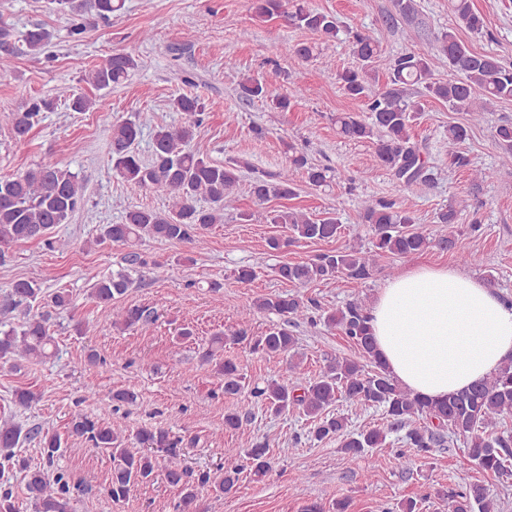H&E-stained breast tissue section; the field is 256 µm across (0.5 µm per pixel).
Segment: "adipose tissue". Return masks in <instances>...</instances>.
<instances>
[{
  "mask_svg": "<svg viewBox=\"0 0 512 512\" xmlns=\"http://www.w3.org/2000/svg\"><path fill=\"white\" fill-rule=\"evenodd\" d=\"M368 316L382 362L428 398L464 390L512 359V306L453 267L407 268L378 290Z\"/></svg>",
  "mask_w": 512,
  "mask_h": 512,
  "instance_id": "adipose-tissue-1",
  "label": "adipose tissue"
}]
</instances>
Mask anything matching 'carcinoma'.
Here are the masks:
<instances>
[{"label": "carcinoma", "instance_id": "obj_1", "mask_svg": "<svg viewBox=\"0 0 512 512\" xmlns=\"http://www.w3.org/2000/svg\"><path fill=\"white\" fill-rule=\"evenodd\" d=\"M56 3L60 12L71 17L70 34L79 37L88 25L109 21L112 14L124 8L125 0H56ZM254 4V17L259 20L283 16L292 25L328 40L338 36L336 16L308 6L305 0H295L290 9L286 8L285 0H254ZM448 10L457 26L437 34L433 54L425 56L406 51L393 58L386 86L381 88L368 78L381 52L380 38L369 32H356L352 36L358 66L336 74L343 92L362 101L368 112L364 118L350 112L336 114L333 121L338 133L347 140L371 141L381 166L407 185L432 178L428 157L411 142L412 127L424 111V105L406 95L407 87H421L423 96L448 103L454 112L469 114L470 121L476 124L483 121L491 105L500 100H512V65L505 64L495 54L472 50L457 35L460 28L483 33L484 16L473 9L472 0H448ZM52 40L50 30L36 26L24 36L26 53L38 57ZM271 55L275 58L293 55L303 61L318 58L314 47L303 43L275 45ZM442 58L448 60V71L452 74L446 82L434 78V61ZM136 67L133 54L115 53L89 73L86 80L98 90L110 89L127 80ZM303 92V87L295 83L290 95L270 99L265 81L248 78L240 83L239 95L249 102L268 99L272 108L286 111L290 98ZM59 97L70 101L75 112H86L92 107L90 99L75 94L67 84L59 88ZM173 106L185 115V121L155 132L148 159L142 158L135 148L141 132L139 124L122 120L111 125L113 171L124 181L164 195L170 202L166 212L145 207L130 209L120 223L103 225L95 239L98 245L109 242L128 248L124 256L126 267L97 281L90 292L96 303L112 307V325L125 330L149 324L156 318V310L152 308L120 304L132 284L130 271L147 264L138 249L139 242L148 238L201 249L206 244L205 231L214 224L224 223V210L234 207L236 202L239 170L233 165L216 164L194 148L195 128L199 126V115L203 111L200 99L179 96ZM52 108L53 101L40 98L22 110L10 112L7 122L15 140H24L42 114ZM494 137L504 151L512 153V123L506 121L497 125ZM467 138L468 127L448 126V134L442 142L448 165L469 171L476 182L492 179L491 169L473 166L469 156L459 150L458 145ZM300 173L314 187L326 186L331 181L327 169L314 166L304 155L297 154L291 156L288 168L277 180L270 181L262 175L254 177L251 193L262 204L272 199H291L296 196V179ZM83 203L84 186L78 174L56 163H40L14 177L0 179V256L13 244L30 240H40L50 249H65L69 242L52 236V230L68 223ZM460 217L461 211L452 206L438 213L441 230L437 244L440 248H454L460 234ZM361 220L374 232V250L351 245L318 254L308 261L280 263L274 268L278 280L295 287L339 275L361 282L372 278L379 257L410 256L432 244L429 235L417 227L411 212L396 207L391 201L381 198L364 201ZM270 222L284 224L293 233L286 240L270 238L267 246L272 251L299 240H333L343 228L334 214L317 219L293 208L273 211ZM68 305L69 295L55 292L46 297L35 280L13 283L7 298L0 302V360L7 361L15 356L39 359L53 356V313ZM316 308V302L295 293L257 297L243 310L244 315L268 312L279 316L283 324L252 339L244 330L231 336L218 333L211 337L201 360L215 363L224 394H244L248 403H260L275 415L299 409L313 422L309 430L312 437L318 441L341 439V449L348 456L357 457L369 448L381 447L386 434L379 428L347 430L346 418L332 413V407L340 399L354 406L382 409L390 421V430L405 431L404 441L408 447L424 455L443 445L444 432L448 431L466 439V456L479 470L498 477L512 474V436L496 433L500 420L512 417V360L490 378L444 399L420 396L399 384L380 361L367 307L362 302L350 301L318 318L348 337L357 348V356L330 358L317 376L305 377L300 372L301 361L293 360L297 339L288 330V323L298 318L314 322L310 310ZM245 340L249 341L252 353L291 357L288 378L272 380L263 387L246 384L241 360L220 357L224 343L238 344ZM136 398L137 394L131 389L114 391L105 399L91 393L84 400L96 405L98 415L77 413L69 421L71 436L94 448H103L112 456L108 485L112 502L125 501L135 487L153 478L156 459L149 452L151 448L166 453L165 478L180 489L175 512H204L200 490L205 487L218 497L230 493L244 469V457L250 461V472L256 481L271 470L269 449L258 441L242 455L231 448L225 449L220 476L208 471L197 474L189 471L179 448L182 439L170 437L169 431L162 428H141L134 435L139 447L126 446L125 437L112 421V413L119 409V404L132 403ZM251 416L249 410L230 412L224 417V426L239 429ZM415 419L420 420V425H412ZM33 440L38 441L44 466L48 468L66 452L57 434L39 426L25 429L15 422L0 424V456L10 467L25 472V487L33 512H74L69 473L57 469L50 476L41 469L31 470L25 459L16 454V449ZM448 512H497V504L484 485L473 483L461 492L448 494Z\"/></svg>", "mask_w": 512, "mask_h": 512}]
</instances>
